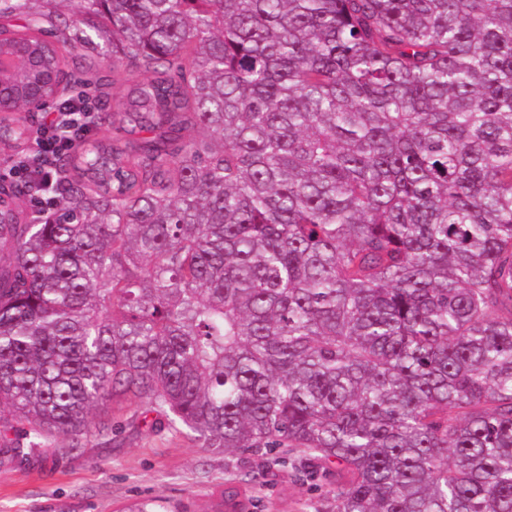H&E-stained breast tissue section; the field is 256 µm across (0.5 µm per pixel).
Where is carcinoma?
Segmentation results:
<instances>
[{"mask_svg":"<svg viewBox=\"0 0 512 512\" xmlns=\"http://www.w3.org/2000/svg\"><path fill=\"white\" fill-rule=\"evenodd\" d=\"M56 2L0 0V144L143 78L46 218L0 185V459L132 398L324 512H512V0Z\"/></svg>","mask_w":512,"mask_h":512,"instance_id":"cac0c4a2","label":"carcinoma"}]
</instances>
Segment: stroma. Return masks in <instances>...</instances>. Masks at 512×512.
<instances>
[{"mask_svg": "<svg viewBox=\"0 0 512 512\" xmlns=\"http://www.w3.org/2000/svg\"><path fill=\"white\" fill-rule=\"evenodd\" d=\"M156 419L139 401L122 400L108 410L106 435L73 450L55 435L27 461L0 464V512H121L142 498L213 512L234 481L249 512H321L329 480L295 484L287 469L263 471L264 452H207L186 428Z\"/></svg>", "mask_w": 512, "mask_h": 512, "instance_id": "obj_1", "label": "stroma"}]
</instances>
